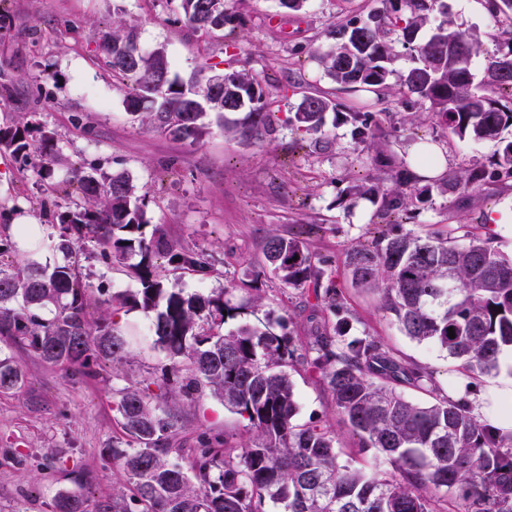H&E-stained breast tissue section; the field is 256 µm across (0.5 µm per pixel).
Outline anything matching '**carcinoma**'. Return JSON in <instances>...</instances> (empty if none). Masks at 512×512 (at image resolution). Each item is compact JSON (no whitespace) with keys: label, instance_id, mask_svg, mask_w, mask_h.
<instances>
[{"label":"carcinoma","instance_id":"carcinoma-1","mask_svg":"<svg viewBox=\"0 0 512 512\" xmlns=\"http://www.w3.org/2000/svg\"><path fill=\"white\" fill-rule=\"evenodd\" d=\"M184 23L200 32L225 34L227 47L239 16L226 0H179ZM385 8L369 21L332 26L337 44L318 55L326 75L351 90L389 87L390 65L400 39L414 51L413 66L399 93L428 104L432 120L448 133L499 144L492 170L474 167L448 178L447 187L473 191L488 181L512 177V0H489L499 30V57L487 66L488 80L474 85L473 58L480 43L443 21L426 42L419 30L443 0H382ZM132 28L106 36L112 76L124 92L126 110L177 141H200L209 133L204 118L213 113L224 132V113H245L244 125L256 138L270 134L275 100L265 76L253 70H226L196 82L194 91L171 77L164 48L142 54ZM337 110L330 97L305 94L289 117L307 134L323 131L326 115ZM353 137L368 144L379 127L361 112L345 113ZM0 144L22 156L45 177L61 162L54 133L22 120L0 128ZM76 191L83 203L60 210L53 197L42 200L55 217L56 249L66 261L0 265V333L12 337L47 363L93 373L92 360L125 357V341L107 321L89 319L90 274L82 259L86 243L113 264L128 268L140 284L133 293L111 296L116 309H138L152 318L155 346L169 364L156 380L174 400L210 393L244 422L245 435L215 440L216 448H196L185 463L171 460L170 442L178 429L174 409L150 401L149 387L118 391L114 407L129 438L128 448L112 449L123 488L94 507L78 495L55 498L53 512H512V432L479 422L467 401L448 395L428 404L408 400L396 388L407 383L433 391V372L395 358L373 336L348 335L349 310L334 273L302 241L277 232L263 245V267L285 286L305 291L328 322L300 340L287 320L272 313L256 323L223 331L242 306L220 288L208 295L186 294L168 286L155 259L175 270L209 275L199 254L167 237L156 225L146 233L147 194L125 172L83 175ZM372 197L380 211L409 209L414 199L377 184L353 188ZM351 284L379 296L382 309L418 343H432L478 374L497 371L512 352V257L493 236L474 237L465 246L452 233L423 239L412 233L381 235L370 246L354 244L345 255ZM454 338H449L448 328ZM301 367L332 396L336 413L364 452L392 469L340 461L334 433L326 425L294 423L298 401L288 369ZM24 372L0 356V390L17 389Z\"/></svg>","mask_w":512,"mask_h":512}]
</instances>
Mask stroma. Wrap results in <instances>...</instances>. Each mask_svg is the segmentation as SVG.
Wrapping results in <instances>:
<instances>
[{
  "label": "stroma",
  "mask_w": 512,
  "mask_h": 512,
  "mask_svg": "<svg viewBox=\"0 0 512 512\" xmlns=\"http://www.w3.org/2000/svg\"><path fill=\"white\" fill-rule=\"evenodd\" d=\"M445 2L455 28L482 44L473 71L476 82H483L487 61L498 50V30L486 0ZM379 5V0H307L300 12L287 14L278 0H228L230 11L243 18L236 29L238 47L228 51L223 33L209 36L185 25L179 0H0V125L24 117L47 127L63 159L43 181L31 165L0 150V225L12 235L24 225L32 232L11 261L63 262L52 247L58 230L40 209L55 183L75 172L125 171L148 193L150 223L162 225L168 236L202 254L213 268L205 278L167 270L169 284L188 294L226 286L237 302L260 294L257 317L268 312L290 317L293 335H310L318 319L305 296L259 263L271 232L298 236L335 268L351 335L375 337L398 359L433 371L434 392L405 384L401 391L408 399L425 403L437 394L454 397L463 387L474 398L490 400L493 388L512 379L511 354L498 373H466L460 360L437 346L405 336L373 296L352 286L344 266L350 245H368L379 234L396 231L427 237L451 230L461 244L468 235L490 232L499 249L512 255V223L487 222L492 213L512 214V178L470 195L440 189L433 179L417 174L409 187L425 191L424 203L390 217L379 215L370 199L353 198L351 189L358 184L395 188L385 164L410 168L413 133L442 149L450 175L490 165L497 150L493 141L448 135L425 106L399 98L395 90H345L325 75L310 51L332 45L330 24L366 21ZM120 22L135 27L143 53L165 48L172 74L181 79L206 63L219 72H263L276 101L272 134L256 145L214 124L198 144L189 145L132 120L104 49L106 35ZM315 91L341 106L339 114L326 119L330 144L323 149L315 148L312 135L288 123L302 95ZM346 112L374 116L384 131L377 145L354 139L342 118ZM84 269L92 274L89 317L113 319L127 341L126 358L117 366L99 361L92 375L79 376L0 335V348L14 356L26 377L21 390L0 393V512H51L55 495L63 490L77 492L92 505L111 498L112 445L125 438L113 397L123 387L159 378L167 362L146 330L149 317L139 310H113L108 303L112 293L136 291L138 281L96 254L85 260ZM289 375L299 405L296 424L329 426L342 459L357 457L356 439L326 388L303 370ZM178 413L183 423L175 436L179 448L243 432L239 416L210 395L181 405Z\"/></svg>",
  "instance_id": "stroma-1"
}]
</instances>
